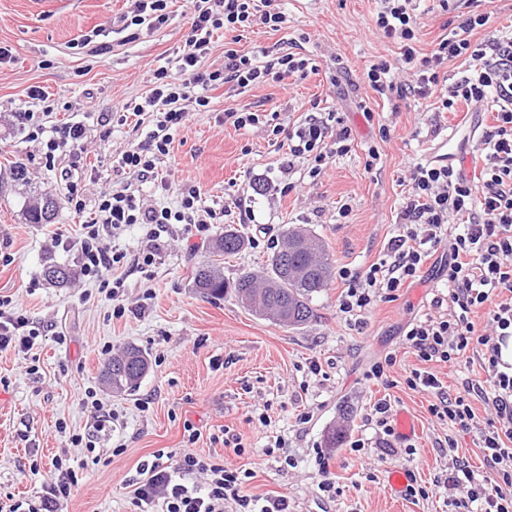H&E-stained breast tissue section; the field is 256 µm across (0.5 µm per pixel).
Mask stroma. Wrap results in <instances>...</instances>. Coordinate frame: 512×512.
Returning a JSON list of instances; mask_svg holds the SVG:
<instances>
[{"label":"stroma","instance_id":"obj_1","mask_svg":"<svg viewBox=\"0 0 512 512\" xmlns=\"http://www.w3.org/2000/svg\"><path fill=\"white\" fill-rule=\"evenodd\" d=\"M277 5L288 17L287 28L253 26L243 32L240 48L298 53L311 58L313 69L242 92L228 85L211 91L208 111L190 116L159 163L160 172L174 176L161 190L113 169V157L149 130L145 124L117 123L114 116L145 94L156 69L174 68L187 30V0H172L168 22L141 28L134 39L121 23L132 0H0V47L9 51L0 62V295L11 296L20 313L44 328L32 350L0 351V497L34 499L53 458L65 453L84 468L63 512H129L141 465L158 452L189 447L249 470V494L287 496L288 512H448L452 493L437 480L452 459L483 469L476 434L454 435L458 448L448 456L443 443L450 432L430 414L432 396L404 383L406 372L420 368L453 393L464 378L481 371L476 362L455 371L421 362L405 342L408 321L433 314V298L448 292L446 248L434 252L396 301L376 302L359 320L340 313L345 285L338 278L313 295L314 316L299 328L251 315L230 293L202 296L193 284L195 267L212 259L210 242L228 227L247 241L241 252L224 259L229 281L244 271H263L283 230L293 225L321 237L336 268L364 271L384 258L399 233L414 164L424 162L451 130L457 112H468L475 126L487 119L462 103L456 112L443 110L438 92L384 97L365 83L363 74L375 60L393 62L399 56L398 45L375 27L379 0H277ZM416 6V49L425 55L447 35L449 15L438 0H417ZM88 33L94 44L105 46L104 54L80 48V37ZM35 86L47 102L31 98ZM240 108L278 113L283 134L273 135L261 124L238 129L225 123V111ZM315 110L338 113L352 131L349 151L330 158L317 177L302 163L283 173L287 129ZM27 112L39 113L48 128L70 119L85 124L82 156L98 177L97 188L134 191L148 203L173 206L181 186L196 185L207 206L220 211L219 221L201 237L174 225L162 238L155 263L143 270L131 264L150 247L143 226L106 236L105 246L129 259L114 271L124 281L118 299L79 277L63 287L49 284L42 275L45 264L79 266L80 219L66 204L59 179L72 156L58 150L54 167H46L42 141L30 139L31 127L22 121ZM372 147L380 157L369 169L365 162ZM17 161L25 164L32 189L56 199L54 223L26 222L24 196L10 175ZM240 201L251 206L254 221L241 223L233 208ZM344 205L349 212L343 217ZM58 231L68 246L55 244ZM117 302L125 307L119 319L112 316ZM108 343L118 350L132 344L149 354L150 370L136 391L119 396L102 382L100 351ZM388 355L396 362L387 368L385 382L369 379L371 365ZM312 360L322 366L319 375L307 371ZM88 387L115 415L97 433L79 404ZM381 399L390 400L392 415L410 420L414 437L382 435L371 420ZM304 412L310 420L302 424L298 416ZM62 422L63 433L57 429ZM188 422L200 432L192 444L184 430ZM334 429L343 439L331 448L326 437ZM72 431L93 433L92 448L70 447ZM227 435L239 438L244 454H227ZM279 437L284 447H275ZM358 439L365 447L356 452L351 444ZM410 445L415 454L407 453ZM393 470L414 472L429 497L395 501L386 486ZM326 476L335 484L333 492L319 487Z\"/></svg>","mask_w":512,"mask_h":512}]
</instances>
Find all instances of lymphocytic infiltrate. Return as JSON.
<instances>
[{
    "label": "lymphocytic infiltrate",
    "mask_w": 512,
    "mask_h": 512,
    "mask_svg": "<svg viewBox=\"0 0 512 512\" xmlns=\"http://www.w3.org/2000/svg\"><path fill=\"white\" fill-rule=\"evenodd\" d=\"M190 30L176 57L175 70L159 68L149 92L125 107L128 115L149 117L153 127L145 143L126 150L116 160L118 168L138 172L144 181L167 187L158 172L159 160L169 155L175 132L191 113L207 111L210 90L232 85L245 89L267 81L284 80L306 72L308 58L285 53L267 61L233 47L224 49L223 67L205 66L213 34L217 30L241 32L255 24L272 30L285 28L288 18L274 8V0H189ZM376 27L400 47L397 63L378 60L364 74L378 94L420 97L432 95L439 85V70L448 61L465 57L475 61L474 70L448 88L445 109L463 101L494 109V122L479 140L482 167L478 180L468 178L456 164H416L410 173L412 193L401 213L402 234L393 238L387 258L365 271L345 274L346 292L339 310L362 315L377 299L395 298L397 291L419 276L431 253L448 247V296L434 298V307L449 305V318L428 316L411 321L407 344L420 361L442 362L456 367L477 357L483 373L449 393L433 373L419 369L405 376L406 386L431 394L432 416L460 432H476L485 469L475 472L453 462L445 482L465 488L473 512H512V363L504 362L501 349L512 339V29H493L494 0H465L466 14L448 25V34L430 54L419 55L415 44L418 25L413 0H380ZM487 30L483 40L471 41L476 29ZM413 70L415 85L394 79L395 68ZM289 154L310 161V176H317L328 159L347 153L351 131L330 125L327 118L308 115L290 134ZM67 203L75 212H89L77 239L80 274L98 283L110 297H117L123 283L114 277L123 266V252H108L100 245L102 234L131 224L148 229L157 241L175 224L208 231L198 214L205 208L199 187L180 190L176 206H154L124 191H99L94 207H87L85 189L72 172L62 175ZM461 219L462 229L449 234L448 225ZM486 309L487 323L477 329L473 315ZM40 330L15 310L11 299L0 296V350L32 349ZM490 402L493 417L479 420L473 403ZM130 499L132 512H224L233 501L237 512H288V499L278 495L263 500L246 493L249 471L221 460L202 457L192 450L156 455L144 464ZM205 475L204 486L189 483V476ZM78 478L69 459L55 458L50 476L28 505L0 502V512H60Z\"/></svg>",
    "instance_id": "lymphocytic-infiltrate-1"
}]
</instances>
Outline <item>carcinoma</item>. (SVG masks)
Masks as SVG:
<instances>
[{"label":"carcinoma","instance_id":"1","mask_svg":"<svg viewBox=\"0 0 512 512\" xmlns=\"http://www.w3.org/2000/svg\"><path fill=\"white\" fill-rule=\"evenodd\" d=\"M57 205L44 194L40 202L25 206L30 224H50L55 219ZM245 245L244 236L236 229H224L211 252L219 257L235 255ZM194 285L207 296L234 294L237 302L252 314L263 318L268 309L283 315L280 324L299 327L310 321L313 309L310 297L328 287L333 279V261L325 242L302 227H290L284 232V243L269 258L262 274H241L230 282L224 279L218 263L196 267ZM150 368L148 353L136 346L127 347L112 357L104 367L102 377L116 394H130L147 375Z\"/></svg>","mask_w":512,"mask_h":512}]
</instances>
